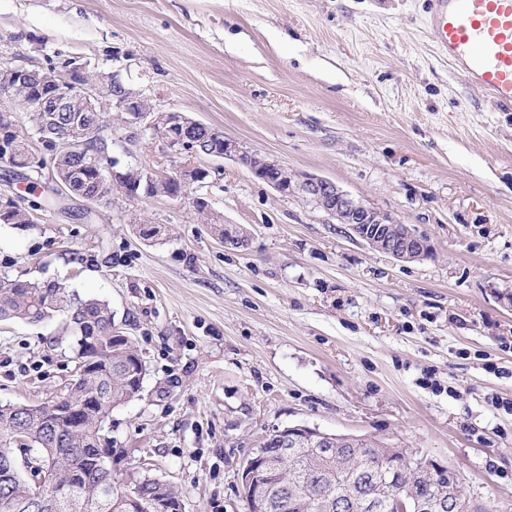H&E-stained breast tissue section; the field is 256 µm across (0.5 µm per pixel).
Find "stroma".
<instances>
[{"mask_svg": "<svg viewBox=\"0 0 512 512\" xmlns=\"http://www.w3.org/2000/svg\"><path fill=\"white\" fill-rule=\"evenodd\" d=\"M334 182L411 225L399 262L237 161L202 160L182 197L68 209L0 162V276L108 302L147 373L109 419L112 471L181 492L183 512H248L240 462L274 430L386 439L512 512V112L440 58L426 0H0V67L71 65ZM112 156L190 165L121 115ZM245 228L225 246L195 204ZM163 229L143 239L140 224ZM68 315L0 322V404L61 395Z\"/></svg>", "mask_w": 512, "mask_h": 512, "instance_id": "stroma-1", "label": "stroma"}]
</instances>
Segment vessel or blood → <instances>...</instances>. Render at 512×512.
<instances>
[{"label":"vessel or blood","mask_w":512,"mask_h":512,"mask_svg":"<svg viewBox=\"0 0 512 512\" xmlns=\"http://www.w3.org/2000/svg\"><path fill=\"white\" fill-rule=\"evenodd\" d=\"M426 25L449 65L512 112V0H428Z\"/></svg>","instance_id":"obj_1"}]
</instances>
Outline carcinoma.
<instances>
[{
	"label": "carcinoma",
	"mask_w": 512,
	"mask_h": 512,
	"mask_svg": "<svg viewBox=\"0 0 512 512\" xmlns=\"http://www.w3.org/2000/svg\"><path fill=\"white\" fill-rule=\"evenodd\" d=\"M58 141L71 139L80 127L94 129L101 122L99 112H43L30 115ZM53 170L68 182L77 195H97L104 201L112 196L110 143L92 142L79 156L57 147ZM57 311L70 316V326L83 324L87 336H98L109 367L105 371H77L67 395L77 401L87 394L98 396L97 406L76 418L64 404L55 406V427L43 424L46 404L32 406L34 419L26 441L16 440L19 412L0 405V504L13 503L16 512H34L26 503L24 483L13 472L17 449H38L37 463L48 492L61 501L77 498V512H132L127 503L128 484L112 477L109 502H103L105 474L94 460V449L104 442L105 426L112 409L128 402L139 392L136 375L146 368L138 353L126 341L110 339L112 310L101 300H85L70 294L56 282H29L0 277V320L19 319L38 323ZM266 455L282 459L280 468L266 473L264 482L278 497L271 512H390L393 496H400L407 512H438L434 504L455 495L463 496L457 475L448 467L435 465L413 469L406 464L413 453L394 448L376 437H366L354 447L331 455L324 448H291L283 454L273 434L261 443ZM133 486L144 504L160 496L171 503L180 494L171 484L159 487L142 476Z\"/></svg>",
	"instance_id": "cac0c4a2"
}]
</instances>
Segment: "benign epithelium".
I'll return each instance as SVG.
<instances>
[{"instance_id": "benign-epithelium-1", "label": "benign epithelium", "mask_w": 512, "mask_h": 512, "mask_svg": "<svg viewBox=\"0 0 512 512\" xmlns=\"http://www.w3.org/2000/svg\"><path fill=\"white\" fill-rule=\"evenodd\" d=\"M37 73L36 67L4 68L0 70V86L10 92L19 88L28 90L33 83L49 86L48 94L32 98L34 112H73L77 99L85 112H123L128 115L126 125L138 124L153 130L175 154L193 158H233L281 195L300 196L310 201L336 223L346 225L353 236L400 262L422 260L431 254L428 240L410 225L351 197L328 179L290 173L277 161L242 150L237 142L180 112L169 111L162 121L143 98L118 83L112 90L104 87L91 80L82 67L69 69L65 78L52 71L40 77ZM210 174V170L199 166L179 169L172 177L173 191L168 196L182 195L187 186L204 181ZM277 434L285 446L321 444L333 448L357 439L355 435L329 434L303 425L288 426ZM22 471L27 477L28 497H41L42 477L35 476L34 467L25 463ZM261 471L262 453L255 450L242 464L243 494L252 501L253 512H267L270 504L269 490L256 486Z\"/></svg>"}]
</instances>
